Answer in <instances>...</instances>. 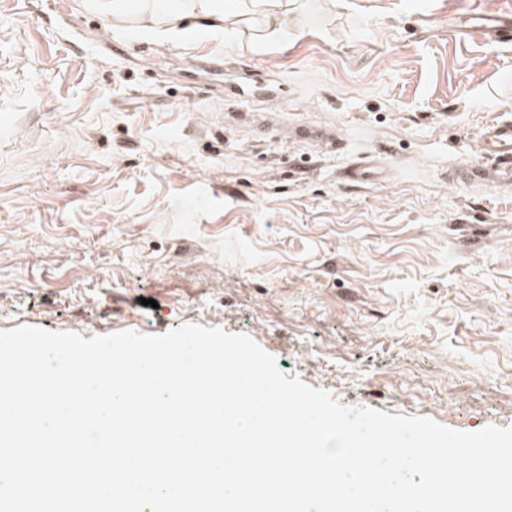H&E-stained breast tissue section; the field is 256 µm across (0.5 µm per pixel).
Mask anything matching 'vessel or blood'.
I'll list each match as a JSON object with an SVG mask.
<instances>
[{"instance_id":"vessel-or-blood-1","label":"vessel or blood","mask_w":512,"mask_h":512,"mask_svg":"<svg viewBox=\"0 0 512 512\" xmlns=\"http://www.w3.org/2000/svg\"><path fill=\"white\" fill-rule=\"evenodd\" d=\"M467 26L477 29L492 42L512 40V11L492 14H473ZM479 157L476 161L458 167L453 180L486 185L512 183V115L504 114L487 123L478 136ZM344 182L356 185L380 184L386 180V170L379 160L369 159L350 165Z\"/></svg>"}]
</instances>
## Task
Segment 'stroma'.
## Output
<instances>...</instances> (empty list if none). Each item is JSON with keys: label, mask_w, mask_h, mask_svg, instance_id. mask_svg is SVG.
<instances>
[{"label": "stroma", "mask_w": 512, "mask_h": 512, "mask_svg": "<svg viewBox=\"0 0 512 512\" xmlns=\"http://www.w3.org/2000/svg\"><path fill=\"white\" fill-rule=\"evenodd\" d=\"M290 2L259 50L0 0V331L197 323L344 405L512 427V185L448 179L512 107V41L464 20L512 0ZM364 157L384 184L343 183Z\"/></svg>", "instance_id": "stroma-1"}]
</instances>
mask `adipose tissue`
I'll use <instances>...</instances> for the list:
<instances>
[{
	"mask_svg": "<svg viewBox=\"0 0 512 512\" xmlns=\"http://www.w3.org/2000/svg\"><path fill=\"white\" fill-rule=\"evenodd\" d=\"M241 3L242 0H138L134 5L138 7L144 32L179 41L190 18L199 20L203 36H226V21L240 15Z\"/></svg>",
	"mask_w": 512,
	"mask_h": 512,
	"instance_id": "obj_1",
	"label": "adipose tissue"
}]
</instances>
